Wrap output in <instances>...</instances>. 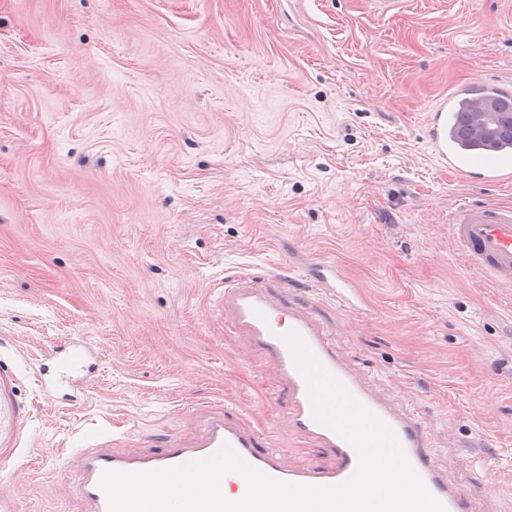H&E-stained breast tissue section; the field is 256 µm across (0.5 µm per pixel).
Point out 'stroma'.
Returning <instances> with one entry per match:
<instances>
[{
	"mask_svg": "<svg viewBox=\"0 0 512 512\" xmlns=\"http://www.w3.org/2000/svg\"><path fill=\"white\" fill-rule=\"evenodd\" d=\"M512 82V0H0V512H86L102 434L194 438L225 406L288 465L327 467L230 331L225 276L301 284L334 259L367 314L326 305L343 352L417 410L476 512H512V288L466 264L444 217L512 203L434 161L430 111ZM101 353L78 401L36 371Z\"/></svg>",
	"mask_w": 512,
	"mask_h": 512,
	"instance_id": "1",
	"label": "stroma"
}]
</instances>
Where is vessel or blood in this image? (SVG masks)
I'll list each match as a JSON object with an SVG mask.
<instances>
[{"label":"vessel or blood","instance_id":"obj_1","mask_svg":"<svg viewBox=\"0 0 512 512\" xmlns=\"http://www.w3.org/2000/svg\"><path fill=\"white\" fill-rule=\"evenodd\" d=\"M468 86L456 90L455 99H442L428 117L429 143L436 163L457 172L469 155L453 137L460 114L453 100H467ZM505 149L489 147L478 155V165L466 172L468 181L485 185L512 184V165ZM447 223L451 235L468 266L503 288L512 287V206L491 201L464 202L450 212ZM307 287L320 290L337 307L346 311L358 308L362 297L351 280L333 260L319 258L301 267ZM218 309L233 328L251 337L267 351L286 384L284 399L288 408V427L317 447L328 450L335 462L329 467H291L280 450L272 447L267 435L244 425L229 409L206 408L202 436L184 444L176 435L166 434L141 454L130 456L120 451L118 440L85 449L79 456L78 490L88 512H108L104 493L98 486L104 470L143 471L165 468L214 454L222 445L232 446L248 463L275 478L311 485L336 484L355 470L357 458L352 447L328 428L316 423L308 397L307 383L296 368L281 336L296 331L319 362L362 404L373 410L394 431L408 458L430 491L445 505L447 512H475L462 487L449 481L446 470L435 457L429 433L417 416L381 395L369 376L342 352L325 323L320 307L299 304L276 295L263 278H222L216 285ZM91 348L83 342L67 341L53 350L47 364L41 365L38 381L50 400L76 398L81 380L93 365Z\"/></svg>","mask_w":512,"mask_h":512}]
</instances>
